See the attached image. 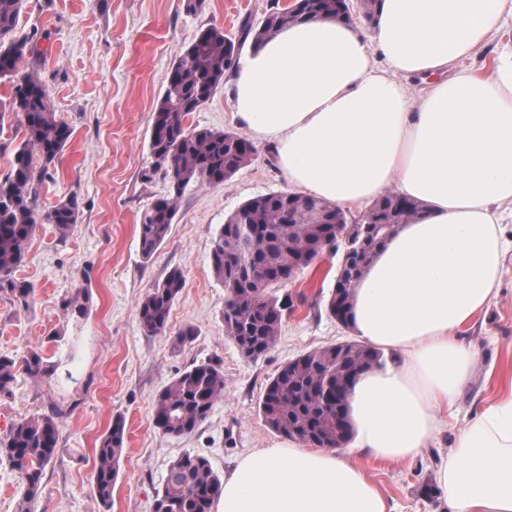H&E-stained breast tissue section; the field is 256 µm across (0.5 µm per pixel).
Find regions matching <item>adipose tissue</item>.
I'll return each instance as SVG.
<instances>
[{"mask_svg":"<svg viewBox=\"0 0 512 512\" xmlns=\"http://www.w3.org/2000/svg\"><path fill=\"white\" fill-rule=\"evenodd\" d=\"M512 0H377L370 36L317 19L251 45L232 108L276 146L293 191L342 207L386 192L421 201L355 291L352 326L384 352L348 395L357 448L402 461L427 448L478 363L463 330L498 293L512 254V45L491 75L465 68ZM435 76L412 97L404 79ZM453 512H512V378L457 436L438 475ZM218 512H392L379 487L334 448L299 441L243 455Z\"/></svg>","mask_w":512,"mask_h":512,"instance_id":"1","label":"adipose tissue"}]
</instances>
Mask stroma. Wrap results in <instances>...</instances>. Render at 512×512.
<instances>
[{"mask_svg": "<svg viewBox=\"0 0 512 512\" xmlns=\"http://www.w3.org/2000/svg\"><path fill=\"white\" fill-rule=\"evenodd\" d=\"M271 1L200 0L193 13L186 12L184 0H110L105 11L97 0L22 4L15 33H45L38 68L57 118L72 130L58 173L39 185V208L48 211L71 197L80 203L78 222L66 238L44 224L26 245L16 276L33 284L34 305L26 310L0 298V352L35 348L53 367L45 379L19 377L12 395L0 398V436L22 417L53 406L64 412L58 453L45 469L35 512H152L170 463L182 453L206 456L222 474L242 455L281 443L259 411L266 384L289 360L351 337L327 311L337 264L328 252L277 288L290 308L272 350L248 360L224 335V287L212 270V241L243 202L287 191L273 144H257L253 161L229 181L189 184L153 259L143 261L139 250V217L167 187L162 176L148 182L142 174L150 165L153 110L172 63L208 27L239 41L241 22L260 25ZM230 91L221 87L189 117V125L248 136ZM176 268L184 286L166 332L152 334L141 325L137 304ZM78 287L89 295L82 317L63 308ZM187 325L196 328L197 338L174 349L176 333ZM465 339L479 363L470 388L446 417V432L405 462L342 450L379 486L394 512H451L435 492L441 460L454 433L497 398L512 374V254L497 297ZM208 359L224 367L223 397L192 434L161 433L152 422L153 396L176 373ZM116 415L125 419L126 441L107 510L93 493L94 448Z\"/></svg>", "mask_w": 512, "mask_h": 512, "instance_id": "obj_1", "label": "stroma"}]
</instances>
